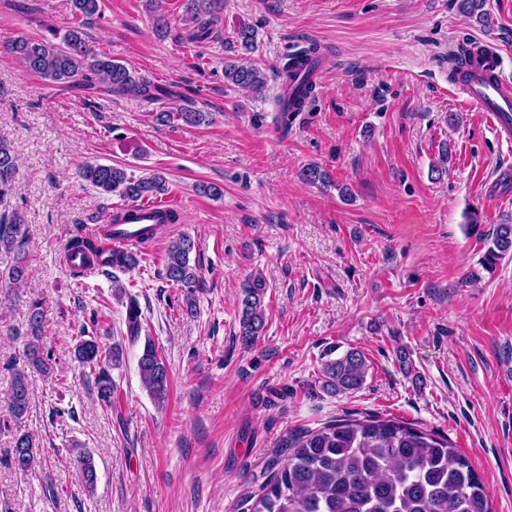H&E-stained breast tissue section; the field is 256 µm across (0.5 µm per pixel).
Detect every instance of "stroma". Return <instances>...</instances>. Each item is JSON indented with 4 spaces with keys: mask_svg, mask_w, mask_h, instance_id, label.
Segmentation results:
<instances>
[{
    "mask_svg": "<svg viewBox=\"0 0 512 512\" xmlns=\"http://www.w3.org/2000/svg\"><path fill=\"white\" fill-rule=\"evenodd\" d=\"M460 0H224L222 35L189 42L184 0H163L171 31L158 37L148 0H103L85 27L95 50L212 113L210 124L158 122L157 106L99 90L53 85L0 51V137L18 158L14 202L30 231L17 298L0 302V420L23 359L31 301L42 302L51 378H36L23 427L43 450L36 472L6 463L0 504L11 512H241L292 432L347 415L412 422L448 437L481 476L493 512H512V257L486 271L483 241L512 224V146L463 102L448 56L462 40L504 57L512 81V0H486L480 26ZM71 22L68 0H0V42L37 38ZM256 29L249 62L263 94L230 87L224 59L235 31ZM317 45L324 72L305 111L282 112L273 76L286 55ZM162 174L186 212L138 265L117 278L74 279L62 260L77 230L120 206L80 181L86 161ZM311 164L329 185L300 178ZM223 188L212 199L201 185ZM478 211L479 232L465 216ZM196 244L197 312L163 276L178 235ZM267 285L264 336L238 342L244 279ZM120 280L142 312L170 374L157 405L124 345L111 375L115 408L96 399L74 358L81 325L97 315L102 349L123 343ZM364 351L362 389L321 388V364ZM409 355L401 369L397 349ZM91 451L87 492L72 451Z\"/></svg>",
    "mask_w": 512,
    "mask_h": 512,
    "instance_id": "stroma-1",
    "label": "stroma"
}]
</instances>
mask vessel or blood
Here are the masks:
<instances>
[{
	"instance_id": "vessel-or-blood-1",
	"label": "vessel or blood",
	"mask_w": 512,
	"mask_h": 512,
	"mask_svg": "<svg viewBox=\"0 0 512 512\" xmlns=\"http://www.w3.org/2000/svg\"><path fill=\"white\" fill-rule=\"evenodd\" d=\"M472 53V75L465 84V104L484 112L497 133L512 135V82L502 76L504 59L494 48L470 43ZM178 201H150L135 204L137 223L114 228L110 236L102 238L103 251L125 249L136 246L140 227L152 223L156 214L177 209Z\"/></svg>"
}]
</instances>
